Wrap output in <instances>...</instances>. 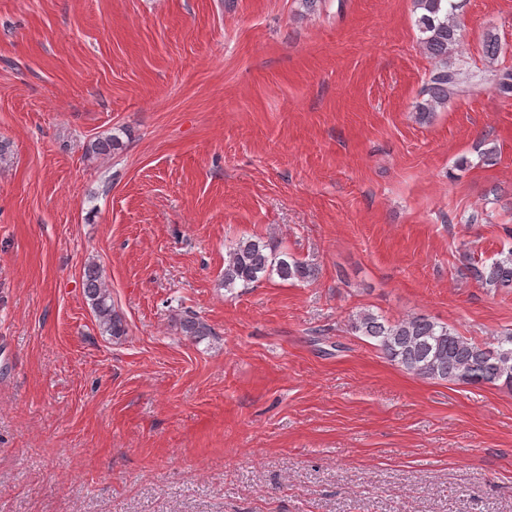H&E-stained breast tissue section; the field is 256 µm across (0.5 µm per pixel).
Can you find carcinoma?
Masks as SVG:
<instances>
[{"instance_id": "cac0c4a2", "label": "carcinoma", "mask_w": 512, "mask_h": 512, "mask_svg": "<svg viewBox=\"0 0 512 512\" xmlns=\"http://www.w3.org/2000/svg\"><path fill=\"white\" fill-rule=\"evenodd\" d=\"M462 0H413L415 24L421 33L423 51L435 60L429 79L419 93L415 119L429 122L437 109L458 96L470 95L476 87L465 73L448 65V56L460 42L458 20ZM503 45L496 32L485 33L482 53L494 63ZM491 89L497 96L512 98V68L489 70ZM115 136H102L87 147L92 156H106L118 149ZM465 270L482 287L512 288V248L500 252L489 263L465 258ZM318 269L308 261L281 248L272 238H241L228 247L224 263V288H248L273 276L283 281L313 282ZM84 295L90 302L102 335L115 340L127 335L124 317L112 303L111 290L102 270L89 264L83 271ZM183 335L201 341L212 335V328L201 317L187 314L179 320ZM353 332L371 339L382 353L406 372L425 379L461 382L470 385L512 386V332L496 339L495 345L477 343L457 330L424 315H411L390 321L372 312H361L351 320Z\"/></svg>"}]
</instances>
